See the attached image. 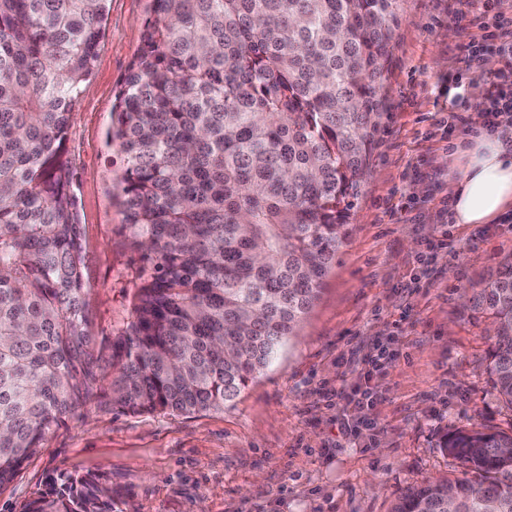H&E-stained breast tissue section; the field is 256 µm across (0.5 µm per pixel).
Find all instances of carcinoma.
<instances>
[{
	"label": "carcinoma",
	"mask_w": 512,
	"mask_h": 512,
	"mask_svg": "<svg viewBox=\"0 0 512 512\" xmlns=\"http://www.w3.org/2000/svg\"><path fill=\"white\" fill-rule=\"evenodd\" d=\"M107 2L0 0V489L102 378L132 415L233 402L316 300L371 151L395 0H154L109 131L140 265L102 374L66 141ZM467 304L512 410V261ZM439 447L462 476L393 512H512V432ZM115 495L62 474L21 512H116Z\"/></svg>",
	"instance_id": "obj_1"
}]
</instances>
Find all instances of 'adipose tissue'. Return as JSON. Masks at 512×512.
<instances>
[{
	"mask_svg": "<svg viewBox=\"0 0 512 512\" xmlns=\"http://www.w3.org/2000/svg\"><path fill=\"white\" fill-rule=\"evenodd\" d=\"M452 181L451 212L457 224H494L512 211V154L497 136L482 133L462 150Z\"/></svg>",
	"mask_w": 512,
	"mask_h": 512,
	"instance_id": "adipose-tissue-1",
	"label": "adipose tissue"
}]
</instances>
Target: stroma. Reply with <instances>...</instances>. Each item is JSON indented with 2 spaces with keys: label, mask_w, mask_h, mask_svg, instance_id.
<instances>
[{
  "label": "stroma",
  "mask_w": 512,
  "mask_h": 512,
  "mask_svg": "<svg viewBox=\"0 0 512 512\" xmlns=\"http://www.w3.org/2000/svg\"><path fill=\"white\" fill-rule=\"evenodd\" d=\"M397 3L349 237L294 336L221 411L128 415L97 382L89 402L53 427L0 489V512H21L62 473L110 477L120 492L117 512H390L406 487L460 475V462L438 446L442 434L512 429V411L485 372L489 323L464 298L512 258V214L495 224L442 223L456 152L472 130L428 135L444 80L461 66L456 17L473 8L469 0ZM152 7V0H110L67 142L92 351L103 367L128 314L137 260L108 131ZM443 235L448 247L430 251V276L407 289L415 255ZM381 348L396 354L378 372L381 398L359 414V445L338 443L332 392L356 381L350 357Z\"/></svg>",
  "instance_id": "35a3bbf8"
}]
</instances>
